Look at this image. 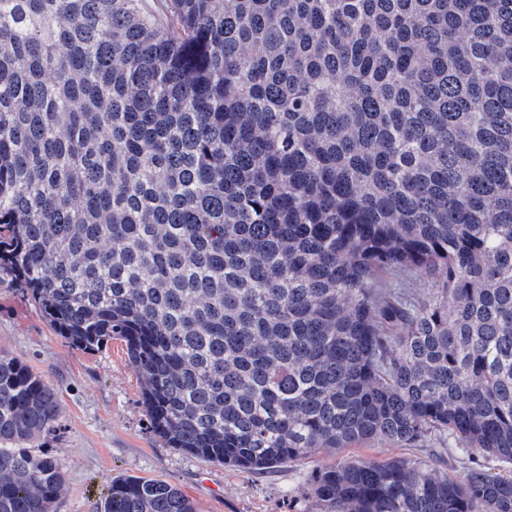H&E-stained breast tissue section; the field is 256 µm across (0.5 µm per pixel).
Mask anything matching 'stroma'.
<instances>
[{
    "instance_id": "35a3bbf8",
    "label": "stroma",
    "mask_w": 512,
    "mask_h": 512,
    "mask_svg": "<svg viewBox=\"0 0 512 512\" xmlns=\"http://www.w3.org/2000/svg\"><path fill=\"white\" fill-rule=\"evenodd\" d=\"M0 355L24 360L54 388L58 426L34 444L62 458L64 491L55 512H99L112 480L135 476L176 485L196 512H313L303 494L313 470L351 459L422 460L462 477L465 456L448 448L356 445L317 454L276 471L251 472L207 462L166 447L150 426L142 384L123 342L85 352L53 329L29 294L0 279Z\"/></svg>"
}]
</instances>
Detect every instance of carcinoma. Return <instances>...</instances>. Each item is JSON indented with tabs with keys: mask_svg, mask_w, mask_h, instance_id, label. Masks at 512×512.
Instances as JSON below:
<instances>
[{
	"mask_svg": "<svg viewBox=\"0 0 512 512\" xmlns=\"http://www.w3.org/2000/svg\"><path fill=\"white\" fill-rule=\"evenodd\" d=\"M0 0V275L113 339L154 433L318 512H512V0ZM423 275L419 297L382 274ZM53 388L0 356V512H54ZM480 454L484 461L472 459ZM102 512H195L112 481Z\"/></svg>",
	"mask_w": 512,
	"mask_h": 512,
	"instance_id": "1",
	"label": "carcinoma"
}]
</instances>
